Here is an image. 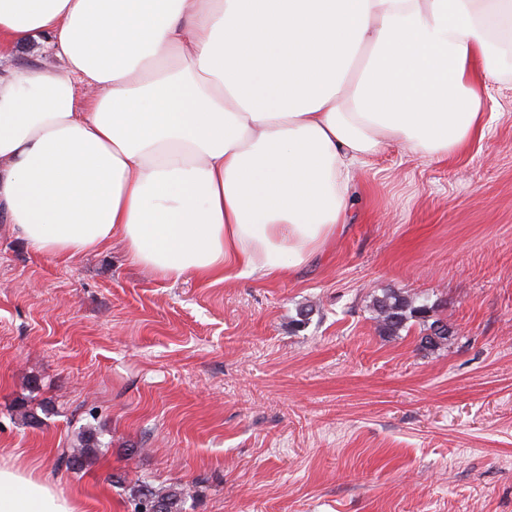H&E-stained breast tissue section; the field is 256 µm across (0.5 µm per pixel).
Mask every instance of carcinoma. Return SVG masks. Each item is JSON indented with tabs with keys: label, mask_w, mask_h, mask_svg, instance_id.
<instances>
[{
	"label": "carcinoma",
	"mask_w": 512,
	"mask_h": 512,
	"mask_svg": "<svg viewBox=\"0 0 512 512\" xmlns=\"http://www.w3.org/2000/svg\"><path fill=\"white\" fill-rule=\"evenodd\" d=\"M374 320L380 331L388 336H394L406 326V323L415 319L422 323L426 334L420 337V346L423 349L435 348L448 341L452 332L431 338L430 331L434 324L441 322L437 314V307L427 301H418L398 294L394 291L386 292L373 302ZM101 448L96 429H84L77 439V443L64 454L62 461L71 470H79L96 458ZM190 488L183 485H173L166 489H154L145 482L134 483L132 486L133 512H183V503L189 495Z\"/></svg>",
	"instance_id": "carcinoma-1"
}]
</instances>
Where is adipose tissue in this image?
I'll use <instances>...</instances> for the list:
<instances>
[{
  "instance_id": "1",
  "label": "adipose tissue",
  "mask_w": 512,
  "mask_h": 512,
  "mask_svg": "<svg viewBox=\"0 0 512 512\" xmlns=\"http://www.w3.org/2000/svg\"><path fill=\"white\" fill-rule=\"evenodd\" d=\"M33 44L62 68L0 67V214L31 250L270 281L335 239L385 142L483 137L512 0H0V46ZM0 512L74 506L0 466Z\"/></svg>"
}]
</instances>
